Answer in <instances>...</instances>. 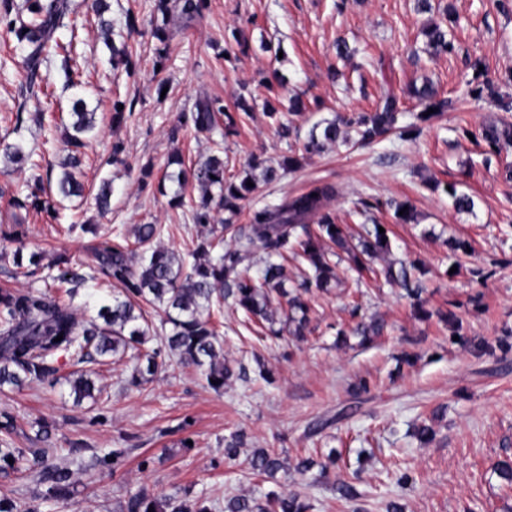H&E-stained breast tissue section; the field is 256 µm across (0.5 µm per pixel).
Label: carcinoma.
Listing matches in <instances>:
<instances>
[{
    "instance_id": "1",
    "label": "carcinoma",
    "mask_w": 512,
    "mask_h": 512,
    "mask_svg": "<svg viewBox=\"0 0 512 512\" xmlns=\"http://www.w3.org/2000/svg\"><path fill=\"white\" fill-rule=\"evenodd\" d=\"M94 10L99 17L100 36L110 50L112 67L125 66L131 73L132 63L126 53L112 42V21L103 18L109 10L107 0H94ZM204 0H184L181 15L185 25H190L201 14ZM155 12L161 20L151 21V36L158 42L156 54H166L170 0H155ZM71 0H25L19 6L15 0H0V17L7 19L9 32L13 33L23 53L25 91L33 97L42 92V65L52 56L60 57L59 69L65 78V86L78 85V66L72 56V44L64 45L57 35L74 31L69 20ZM453 43L448 32L434 25L427 31L426 51L431 55L448 53ZM417 97L428 102V107L442 109L447 101L437 99V91L430 83L416 90ZM223 113L222 136L236 133V116L225 111L219 102L203 97L195 104L190 122L197 133H210L217 127L216 114ZM96 113L87 107L83 97L73 100L69 125L64 131L68 155L61 165L56 181L57 193L63 198L82 194L83 186L77 179L82 164L81 149L96 133ZM398 111L392 96H386L384 104L375 111L364 113L353 120L335 118L314 125L304 150L319 152L326 145L338 140H348L347 128L355 127L361 145L371 144L397 130L410 135L419 131L415 125L397 128ZM482 137L495 146L512 138V126H489ZM4 160L11 164L28 163L33 169L40 163L33 159V152L26 151L20 142L3 146ZM293 157L278 166L265 165L252 159L251 170L261 169L260 176H247L239 181L224 174V156L213 151L198 161L190 172L200 194L192 203V219L197 228L196 238L186 253H176L160 244L165 228L160 224L136 226L131 244L104 240L95 248L96 272L112 280V291L103 294L94 281V275L76 272L71 259L64 253L47 265L57 271L52 280L68 284L64 295L53 296L39 289L0 288V393L15 390L29 382L69 386L70 394L78 403L101 397L103 389L95 384L88 371L59 375V358L68 356L73 364L104 362L107 357L127 356L135 361L129 387H139L148 378L166 369L172 360L196 366L205 377L208 386L221 392L230 381L242 379L245 368H233L224 359V346L220 340L215 313L221 311L224 301L231 300L235 311L244 316V326L271 338L281 336L282 330L274 328L275 315L282 312L288 335L303 340L311 332L312 298L329 291L336 283V264L331 247L345 252L350 268L357 281L376 273L374 261L390 250L388 233L379 232V225L363 227V232L353 235L346 224L336 223L328 205L336 195L335 186L316 182L297 195L285 197L275 206L257 209L251 223L236 225L234 219L241 211V202L251 195L259 183L279 180L283 174L296 167ZM253 186H248V183ZM44 191L42 178H37L34 190L24 201L35 210L50 209V202L41 200ZM112 199V182L102 180L95 201L105 213ZM224 211L228 217L221 224L215 223L214 212ZM266 255L264 265L255 275L243 262L255 252ZM300 265L298 287L287 289L288 261ZM415 265L390 263L383 268L388 282L397 285L412 301L414 311L428 319L437 315L438 320L450 325L458 324L452 312L426 310L421 299V281L415 276ZM87 286L88 303L97 308L96 317L80 320L72 305V298L81 286ZM159 308L163 312L161 331H150L142 305ZM385 321L373 317L370 321L356 323L352 332L371 341L383 335ZM63 336L57 340V336ZM159 343L149 350L144 347L154 339ZM14 430L10 418L0 422V473H8L22 467L41 487L35 496L37 503L25 512H41V505L59 503L71 497L73 471L54 461L48 449L30 453L14 446L11 434ZM245 445V435L234 432L224 439V457L234 459L239 448ZM128 455L126 448H111L94 456V466L102 473L115 474L124 465ZM250 469L264 480L279 487L261 497L232 495L224 498L223 512H307L308 505L300 497L285 488L291 472L303 475L315 462L306 458L293 468L285 465L273 449L258 448L248 459ZM211 512L203 498L188 499L178 494L156 497L144 489L128 492L120 512Z\"/></svg>"
}]
</instances>
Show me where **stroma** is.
I'll return each mask as SVG.
<instances>
[{
    "label": "stroma",
    "mask_w": 512,
    "mask_h": 512,
    "mask_svg": "<svg viewBox=\"0 0 512 512\" xmlns=\"http://www.w3.org/2000/svg\"><path fill=\"white\" fill-rule=\"evenodd\" d=\"M92 0H72L80 85L63 88L55 67L45 74L47 97L22 100L21 52L0 23V144L22 141L39 149L36 115L48 123L69 119V102L82 92L96 112L98 133L84 149L80 179L85 195L67 202L58 217L11 206L32 182L29 166L0 162V236L18 232L7 250L40 254L51 261L73 256L77 272H87L101 237L122 227L160 224L162 244L186 252L194 224L188 209L168 204L175 185L166 180L172 146H179L185 169L210 154L211 138L195 134L184 119L199 98L233 107L245 99L249 115L224 139L227 175L242 178L248 159L277 164L300 157V168L271 184H259L242 203L238 223L251 213L305 191L314 182L336 185L330 209L340 224H384L393 260H417L426 268L422 299L428 310H450L462 323V340L438 319L415 316L385 279L354 284L347 260H339V286L312 301L311 335L297 343L288 337L261 340L249 335L232 310L224 312V355L243 365L245 379L217 393L191 366L172 365L140 388L124 381L130 365L114 361L97 368L96 384L105 403L74 405L65 385L32 383L0 393V414L14 421L15 447L56 449V461L71 464L72 444L99 453L125 448V466L116 475L78 471L75 493L43 512H119L127 492L156 495L188 492L223 501L227 494L260 495L271 483L254 475L247 457L257 448L275 449L289 464L313 456L324 461L340 452L326 473L311 471L292 484L309 512H512V488L494 464L512 455V349L483 356L467 341L496 342L512 333V142L491 148L483 128L507 120L501 101H512V0H431L432 14L418 12L416 0H206L200 17L183 27L179 16L168 25V50L157 59L149 21L154 0H110L113 40L126 44L132 72L112 69L99 34ZM454 8L449 53L425 52L422 28L428 20L447 22L443 5ZM138 20L126 26L127 15ZM346 41L349 56L336 54ZM430 80L447 111L419 122L418 136H388L372 146L337 142L307 154L303 145L313 124L338 115L372 112L394 95L403 123L417 122L425 102L412 85ZM300 95L308 109L297 117L282 112L272 122L265 102ZM122 101L132 113L112 124V106ZM291 126L289 136L279 124ZM151 168L141 183L143 168ZM112 181V210L99 215L94 195L102 179ZM474 201L469 211L452 207L446 186ZM409 203L414 221L403 224L386 206ZM79 230L68 231L71 222ZM95 232L82 231L85 223ZM471 245L453 255L449 240ZM360 315L382 316L384 336L369 344L351 335ZM359 315V316H360ZM348 331L340 340L339 331ZM414 355L413 364L401 362ZM273 377L264 382L257 374ZM367 391H360V381ZM53 426L37 437V421ZM436 432L425 446L412 437L415 426ZM246 435L235 460L224 457V438ZM192 447H184V440ZM148 468H141V461ZM407 484H400L402 476ZM352 484L354 501L339 497V482Z\"/></svg>",
    "instance_id": "obj_1"
}]
</instances>
